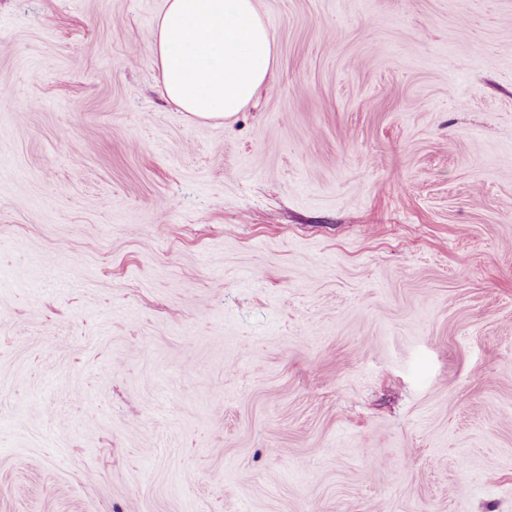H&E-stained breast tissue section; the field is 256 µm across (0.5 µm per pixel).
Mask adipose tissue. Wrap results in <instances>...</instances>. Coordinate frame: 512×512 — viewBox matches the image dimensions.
<instances>
[{"label":"adipose tissue","mask_w":512,"mask_h":512,"mask_svg":"<svg viewBox=\"0 0 512 512\" xmlns=\"http://www.w3.org/2000/svg\"><path fill=\"white\" fill-rule=\"evenodd\" d=\"M153 59L169 101L221 121L249 103L274 65V43L255 0H165Z\"/></svg>","instance_id":"1"}]
</instances>
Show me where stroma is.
I'll list each match as a JSON object with an SVG mask.
<instances>
[{
  "instance_id": "35a3bbf8",
  "label": "stroma",
  "mask_w": 512,
  "mask_h": 512,
  "mask_svg": "<svg viewBox=\"0 0 512 512\" xmlns=\"http://www.w3.org/2000/svg\"><path fill=\"white\" fill-rule=\"evenodd\" d=\"M163 3L0 0V512H512V0ZM153 59L169 101L197 120L224 121L265 82L274 43L254 0H165Z\"/></svg>"
}]
</instances>
